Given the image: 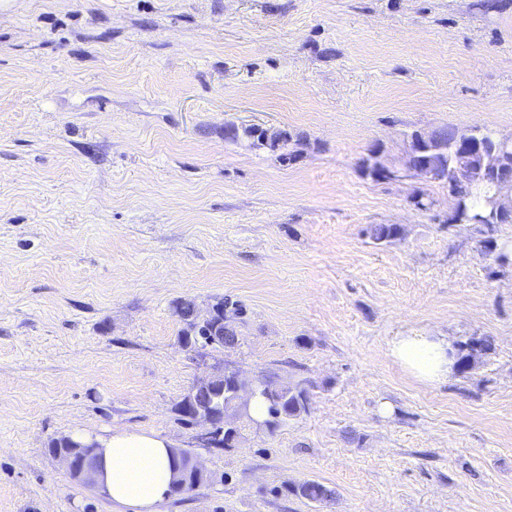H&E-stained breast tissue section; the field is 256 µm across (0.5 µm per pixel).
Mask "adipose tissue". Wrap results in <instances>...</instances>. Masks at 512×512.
<instances>
[{
  "label": "adipose tissue",
  "mask_w": 512,
  "mask_h": 512,
  "mask_svg": "<svg viewBox=\"0 0 512 512\" xmlns=\"http://www.w3.org/2000/svg\"><path fill=\"white\" fill-rule=\"evenodd\" d=\"M390 356L421 382L448 381L456 351L448 338L413 333L393 337ZM74 440L93 444V481L126 512H161L180 477L181 460L172 442L144 430L115 428L104 434L77 431Z\"/></svg>",
  "instance_id": "obj_1"
}]
</instances>
